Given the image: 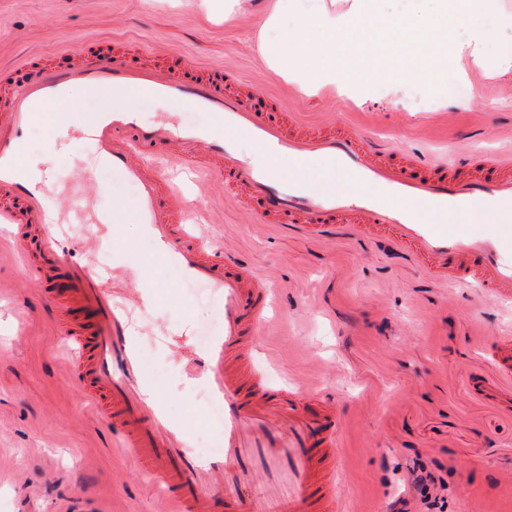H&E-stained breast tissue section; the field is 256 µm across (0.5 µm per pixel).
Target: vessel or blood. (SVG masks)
Wrapping results in <instances>:
<instances>
[{
	"mask_svg": "<svg viewBox=\"0 0 512 512\" xmlns=\"http://www.w3.org/2000/svg\"><path fill=\"white\" fill-rule=\"evenodd\" d=\"M196 68L190 59L141 67L117 53L88 52L73 67L34 70L0 114V192L15 198L0 206V223L29 225L44 262L66 271L67 312L78 332L75 363L89 400L121 458L135 462L160 489L166 512H210L217 499L224 512H344L336 490L335 409L304 413L293 404L294 391L268 384L249 360V338L265 318L264 283L231 254L213 249L211 232L192 230L191 203L162 167H147L143 158L163 149L183 168L240 187L265 222L313 232L350 216L364 235L391 230L437 281L475 283L509 298L512 159L462 173L440 160L411 163L373 152L364 136L345 129L296 131L287 113L249 107L227 91L223 73L199 78ZM76 86L177 101L216 120L211 128L144 125L134 107L101 99L79 134L92 143L99 164L137 186L138 219L156 256L220 299L224 328L186 368L204 379L211 405L222 413L217 454L190 453L188 427L169 414L146 372L134 312L153 300L154 285L138 280L117 298L109 286L113 272L89 260L113 227L92 206L100 185L87 183L75 203L81 218L70 222L45 205L51 175L24 169L28 128ZM244 140L257 155L241 152ZM282 156L295 162L293 174H280Z\"/></svg>",
	"mask_w": 512,
	"mask_h": 512,
	"instance_id": "b4317fda",
	"label": "vessel or blood"
}]
</instances>
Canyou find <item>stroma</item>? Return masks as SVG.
Listing matches in <instances>:
<instances>
[{
    "mask_svg": "<svg viewBox=\"0 0 512 512\" xmlns=\"http://www.w3.org/2000/svg\"><path fill=\"white\" fill-rule=\"evenodd\" d=\"M351 3L252 0L247 12L214 14L206 0H0V88L22 82L29 68L68 65L79 50L118 48L137 65L174 66L188 56L202 72L233 71L304 127L342 120L373 148L434 159L512 155V0H482L456 27L454 41L476 45V55L449 61L427 91L415 81L394 96L377 82L358 99L307 97L272 72L268 54L298 17ZM274 11L278 27H265ZM477 30L484 38L476 43ZM93 107L72 89L28 133L25 158L55 179L51 209L67 210L88 177L101 178L92 145L77 133ZM137 110L145 123H214L165 100H139ZM173 177L195 200L198 223L213 226L216 242L271 290L267 322L252 338L254 365L273 383L313 392L308 409L335 403L345 512L400 500L404 512H512V382L494 368L497 337L512 336V298L435 282L395 242L363 239L348 224L314 238L295 224L258 223L230 187L178 170ZM101 180L95 210L122 221L95 260L121 270L117 289L125 273H148L159 296L136 315L149 333L144 363L174 418L195 433L215 431V421L196 415L208 398L184 369L194 352L174 355L156 337L181 334L188 315L218 331L219 303L142 249L136 191ZM15 233L0 224V512H161L149 478L113 454L110 433L66 382L72 345L44 309V284L25 273ZM481 382L483 398L473 391Z\"/></svg>",
    "mask_w": 512,
    "mask_h": 512,
    "instance_id": "35a3bbf8",
    "label": "stroma"
}]
</instances>
